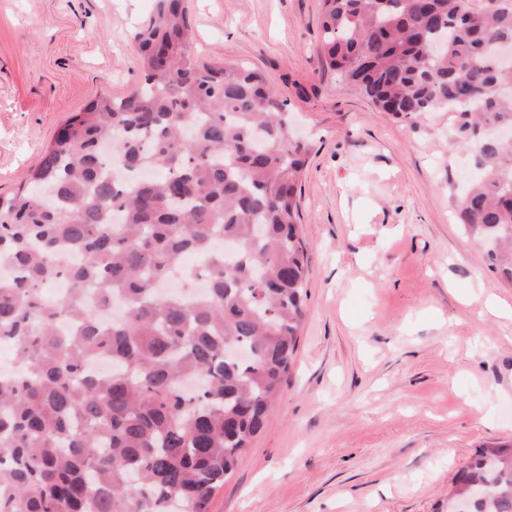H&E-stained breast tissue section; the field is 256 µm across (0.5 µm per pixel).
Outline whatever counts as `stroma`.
I'll use <instances>...</instances> for the list:
<instances>
[{
	"instance_id": "stroma-1",
	"label": "stroma",
	"mask_w": 512,
	"mask_h": 512,
	"mask_svg": "<svg viewBox=\"0 0 512 512\" xmlns=\"http://www.w3.org/2000/svg\"><path fill=\"white\" fill-rule=\"evenodd\" d=\"M154 0H0V194L58 129L141 71ZM192 51L264 74L311 149L299 224L309 272L274 415L210 512H447L460 463L512 439V286L454 216L469 148L445 110L376 111L325 71L321 0H188Z\"/></svg>"
}]
</instances>
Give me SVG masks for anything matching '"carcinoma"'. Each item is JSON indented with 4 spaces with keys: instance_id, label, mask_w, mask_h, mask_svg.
I'll use <instances>...</instances> for the list:
<instances>
[{
    "instance_id": "carcinoma-1",
    "label": "carcinoma",
    "mask_w": 512,
    "mask_h": 512,
    "mask_svg": "<svg viewBox=\"0 0 512 512\" xmlns=\"http://www.w3.org/2000/svg\"><path fill=\"white\" fill-rule=\"evenodd\" d=\"M324 66L410 124L457 113L482 176L458 224L512 284V0H322ZM185 0H155L133 35L142 74L71 116L27 187L0 197V512H209L268 425L307 298L298 186L309 149L262 73L190 52ZM238 242L237 262L213 251ZM67 249L69 293L43 289ZM188 253L204 296L165 292ZM125 303L117 322L105 311ZM71 320L62 336L58 322ZM112 358V376L89 365ZM512 512V442L457 472L448 512Z\"/></svg>"
}]
</instances>
